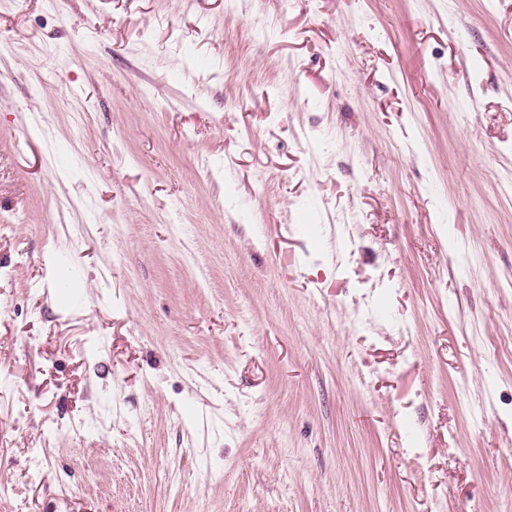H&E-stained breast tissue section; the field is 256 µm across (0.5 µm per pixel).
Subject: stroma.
Segmentation results:
<instances>
[{
  "mask_svg": "<svg viewBox=\"0 0 512 512\" xmlns=\"http://www.w3.org/2000/svg\"><path fill=\"white\" fill-rule=\"evenodd\" d=\"M0 512H512V0H0Z\"/></svg>",
  "mask_w": 512,
  "mask_h": 512,
  "instance_id": "obj_1",
  "label": "stroma"
}]
</instances>
